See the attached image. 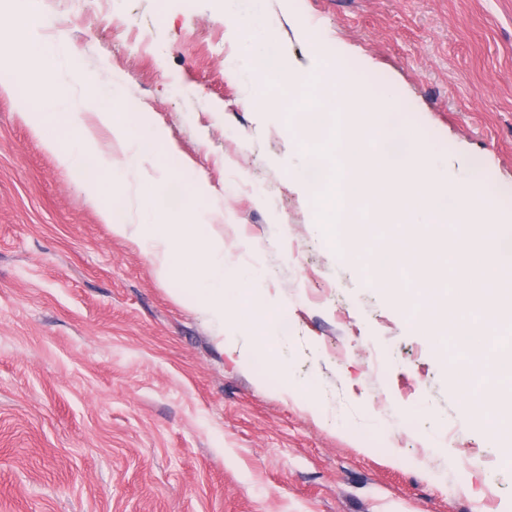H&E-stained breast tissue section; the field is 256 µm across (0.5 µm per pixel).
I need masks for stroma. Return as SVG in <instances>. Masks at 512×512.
Segmentation results:
<instances>
[{
    "mask_svg": "<svg viewBox=\"0 0 512 512\" xmlns=\"http://www.w3.org/2000/svg\"><path fill=\"white\" fill-rule=\"evenodd\" d=\"M283 69L335 64L392 87L401 123L452 180L512 210V0H268ZM85 80L0 73V512H512L503 466L437 351L336 251L288 171L304 154L267 81L228 64L220 0H68ZM51 0L10 19L56 31ZM120 79L114 112L159 130L149 161L186 203L218 206L228 277L287 324L271 357L233 306L182 300L113 235L23 121L25 100Z\"/></svg>",
    "mask_w": 512,
    "mask_h": 512,
    "instance_id": "obj_1",
    "label": "stroma"
}]
</instances>
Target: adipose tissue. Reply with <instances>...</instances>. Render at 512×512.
I'll list each match as a JSON object with an SVG mask.
<instances>
[{"mask_svg":"<svg viewBox=\"0 0 512 512\" xmlns=\"http://www.w3.org/2000/svg\"><path fill=\"white\" fill-rule=\"evenodd\" d=\"M25 41L29 46L26 64L30 69L54 73L76 65L78 53L64 38H47L35 27L28 31ZM114 96L109 87H96L77 107L66 99L47 97L35 111L26 113L25 119L37 135L43 136L46 147L57 156L70 176L90 195L100 199V216L110 223L113 234L136 241L151 258L161 278L179 273L194 281L188 298L190 306L209 312L216 322H223L225 305H234L254 329L258 352L271 356L281 332L280 318L262 309L263 298L257 284L250 279H227L223 245H215L198 264L186 253L185 242L211 237L219 208H192L186 210L181 222L168 220L162 209L156 207L155 200L169 169L161 164L151 172L143 168L141 142L129 134L126 124L117 121L112 111L102 107L104 101ZM94 123L111 129L112 144H98L90 129ZM65 127L81 133V147L64 145L60 139L47 134L48 129ZM91 168L111 173V180L89 179L87 171ZM129 171L138 173L139 193L151 204L146 218L137 224L112 220V197L118 191L112 179Z\"/></svg>","mask_w":512,"mask_h":512,"instance_id":"1","label":"adipose tissue"}]
</instances>
